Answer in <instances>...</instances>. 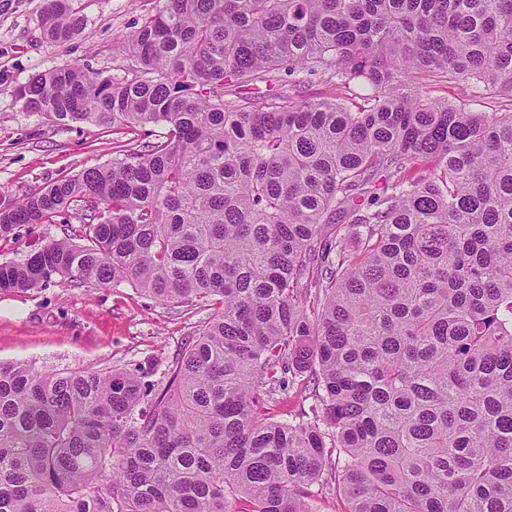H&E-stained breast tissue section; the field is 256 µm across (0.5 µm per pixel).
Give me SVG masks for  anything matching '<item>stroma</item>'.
<instances>
[{"instance_id":"obj_1","label":"stroma","mask_w":512,"mask_h":512,"mask_svg":"<svg viewBox=\"0 0 512 512\" xmlns=\"http://www.w3.org/2000/svg\"><path fill=\"white\" fill-rule=\"evenodd\" d=\"M161 0H70L83 19L80 35L47 39L45 0H0V201L39 191L62 177L111 161L117 147L148 141L144 129L62 126L23 108L17 90L38 72L78 64L130 76L124 38ZM61 224H30L0 237V263L21 261ZM212 313L148 298L132 285L70 286L0 291V361L43 371L123 367L149 358L169 363L194 341Z\"/></svg>"}]
</instances>
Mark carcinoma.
<instances>
[{
    "mask_svg": "<svg viewBox=\"0 0 512 512\" xmlns=\"http://www.w3.org/2000/svg\"><path fill=\"white\" fill-rule=\"evenodd\" d=\"M49 39L83 29L47 0ZM132 78L17 90L66 125L164 129L0 204V237L80 212L0 290L130 283L214 312L160 369L0 362V512H512V0H164ZM306 75L364 105L294 100ZM241 104L224 89L255 82ZM497 112L426 95L448 82ZM359 239L322 233L336 218ZM312 385V416L271 398ZM308 393L309 391L304 389V385H297V383L290 385L286 391L280 392L273 399L265 402L267 416L271 420L288 422L298 413L309 412L314 402ZM316 512H347L348 500L334 481L328 485L317 482L309 486Z\"/></svg>",
    "mask_w": 512,
    "mask_h": 512,
    "instance_id": "1",
    "label": "carcinoma"
}]
</instances>
